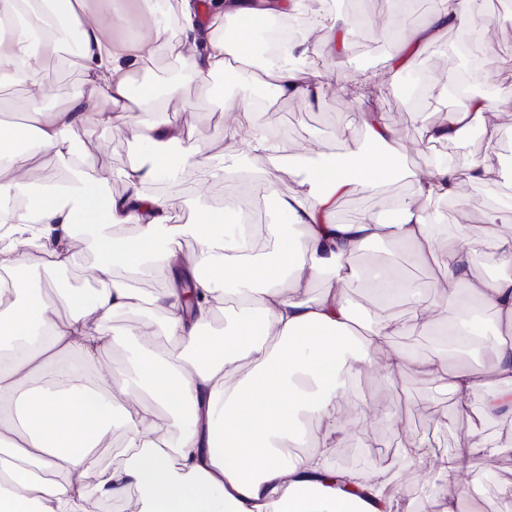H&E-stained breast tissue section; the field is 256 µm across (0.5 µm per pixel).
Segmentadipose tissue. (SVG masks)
Masks as SVG:
<instances>
[{"label": "adipose tissue", "instance_id": "ef3b65f1", "mask_svg": "<svg viewBox=\"0 0 512 512\" xmlns=\"http://www.w3.org/2000/svg\"><path fill=\"white\" fill-rule=\"evenodd\" d=\"M88 3L0 0V63L11 66L12 80L31 96L41 95L43 63L74 34L86 86L64 107L31 109L28 124L0 133V275L10 279L0 289V512H91L96 503L132 489L140 494L137 512H351L353 498L339 483L357 478L368 494L367 512H401L388 493V471H339L331 464V450L348 425L370 420L362 405L344 412L346 379L375 365L394 378L411 363L458 397L490 390L487 414L512 410V239L497 242L496 278L472 277L469 226L458 225L447 249L427 212L431 200L460 195L455 172L439 165L416 176L414 196L397 203L393 219L381 222L367 212L355 223L338 221L337 201L357 189L374 191L401 156L383 113L367 106L360 126L337 129L339 137L358 142L351 159L309 164L289 195L272 175L257 178V192L273 201L280 218L265 227L272 253L250 244L246 225L224 222L200 197L191 204V223H175L174 203L148 193L147 185L176 179L187 168L209 170L214 179L223 171L191 148L189 125L168 118L193 109L180 84L158 91L136 80V69L177 54L204 82L211 102L233 113L225 129L232 147L246 158L281 159L279 134L225 94L243 72L228 66L231 45L220 34L231 25L239 40H248L252 20L265 12L255 0H177L173 14L156 19L153 35L131 28L117 38L112 22L131 19V0H105L101 14ZM277 6L283 15L305 9L318 25L289 40L282 63L261 64L262 83L308 105L337 75L332 67L311 72L305 61L351 21L332 15L326 0H278ZM471 19L469 0H438L435 13L417 27L394 16L400 34L392 57L418 53L443 29ZM217 73L218 83L212 80ZM488 109L486 102L464 99L447 122L422 118L425 136L461 139L486 127ZM120 121L140 155L125 174L124 194L109 199L105 179L94 174L93 152L76 149L75 139L86 127L112 128ZM48 154L68 161L71 178L14 205L13 192ZM130 225L135 233H127ZM378 240L409 247L426 261L448 254L430 282L437 303L415 301L410 323L386 307L415 293L397 269L389 270L378 291L384 307L366 318H358L346 293L359 275L355 258ZM188 241L195 250L184 251ZM85 250L100 257L97 289L64 288L56 300L36 293L35 267L69 272ZM115 258L137 275L162 268L173 276L144 295L113 276ZM184 274L199 296L191 317L177 286ZM321 281L324 291L314 294ZM465 296L495 310L506 332L494 342L489 370L452 371L446 353L412 361L389 345V337L409 324L466 343ZM231 301L232 325L214 333L218 314ZM62 303L67 313L58 309ZM149 307L160 321L153 331L129 332L125 369L115 374L99 368L112 317ZM243 361L249 373L229 382ZM84 364L96 365L94 380L81 372ZM308 415L319 424L312 436L304 423ZM116 434L128 457L122 465L101 466L98 451ZM290 442L305 444V451L285 455ZM476 445L468 440L449 456L446 481L432 490L443 512H463L459 475L482 479L471 463Z\"/></svg>", "mask_w": 512, "mask_h": 512}]
</instances>
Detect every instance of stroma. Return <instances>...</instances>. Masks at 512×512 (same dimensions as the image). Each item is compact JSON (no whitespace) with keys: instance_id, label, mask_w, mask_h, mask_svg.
<instances>
[{"instance_id":"35a3bbf8","label":"stroma","mask_w":512,"mask_h":512,"mask_svg":"<svg viewBox=\"0 0 512 512\" xmlns=\"http://www.w3.org/2000/svg\"><path fill=\"white\" fill-rule=\"evenodd\" d=\"M480 8L481 19L463 28L448 29L441 36V46L410 57L404 68L396 70L391 62L389 30L393 6L390 0H341L333 13L352 20V34L337 33L335 57L321 51L311 55L308 63L312 69L320 70L328 62H336L346 79L336 87L324 89L317 104L310 108L297 99L279 100L276 125L285 134L284 155L312 160L346 159L350 144L337 137L336 125L356 119L359 103L372 95L397 134L404 165L413 172L423 173L445 162L463 176L477 158L485 160L487 165H496L503 153L512 151V103L494 102L493 132L481 131L460 140L444 141L429 150L424 147L418 120L420 111L443 90L445 79L457 72H464L476 87L512 81V25L498 22L505 12L504 0H480ZM464 42L481 44L483 53L478 64L463 70L458 64L457 48ZM136 77L151 81L161 91L171 79H180L194 105L189 121L194 128L193 144L198 150L223 157L228 167L268 169L265 157L244 159L227 151L224 142L227 113L209 102L202 85L183 68L179 59L159 57L141 68ZM43 82L46 94L37 98L36 103L46 109L66 105L85 89L82 70L72 54L65 65L46 64ZM77 140L90 144L96 173L106 179L109 192L116 196L122 194L123 174L137 155L128 133L90 126L79 132ZM204 181L209 184L207 200L216 215H223L224 199L228 196L236 197L239 209L258 214L259 199L239 193L235 183L208 180L206 173L197 169L185 170L177 182L152 185L151 190L177 202L176 220L183 223L190 218V211L183 203L196 197L198 186ZM413 190L412 179L397 173L388 175L381 198L353 193L338 202L336 217L354 222L371 211L379 219H388L391 211L386 208V201L410 197ZM430 208L440 226L442 240L448 243L456 233L458 211L469 212L475 241L472 271L475 276L490 277L497 268L492 234L512 237V180L493 175L483 182L464 184L460 198L434 200ZM402 261L420 281L429 279L435 269L434 263L385 240L367 245L356 264L361 271L370 272ZM346 399L351 405L367 404L372 420L339 441L333 453L335 465L347 469L364 463L371 468H387L396 475L390 494L402 499L410 512H440L439 504H427L426 492L443 483L449 454L463 444L468 431L474 430L483 445L473 450L472 461L475 469L484 473L485 480L473 484L468 475H461L459 489L464 495L474 497L482 512H512V411L486 415L484 398L479 394L467 398V410L459 411L455 396L412 367L394 380L377 369L365 370L355 377ZM413 436L427 437L431 444L430 462L420 470L410 466L404 452L408 439Z\"/></svg>"}]
</instances>
